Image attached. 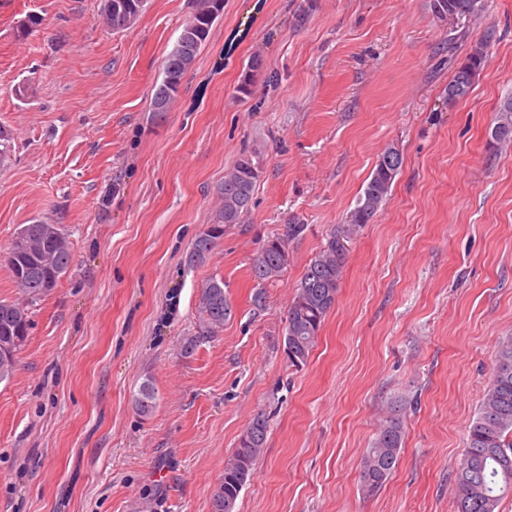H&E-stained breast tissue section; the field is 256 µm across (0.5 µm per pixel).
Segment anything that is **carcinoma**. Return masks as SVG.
Segmentation results:
<instances>
[{
	"instance_id": "obj_1",
	"label": "carcinoma",
	"mask_w": 512,
	"mask_h": 512,
	"mask_svg": "<svg viewBox=\"0 0 512 512\" xmlns=\"http://www.w3.org/2000/svg\"><path fill=\"white\" fill-rule=\"evenodd\" d=\"M134 8L115 11L110 0H103L100 15L114 30L134 25L144 10L146 0H128ZM431 12L442 22L471 17L483 8V0H429ZM219 0H195L193 13L184 25L178 41L183 50H172L163 63V77L154 86L152 102L165 101L164 111L179 95L185 76L195 64L208 41L216 19L222 14ZM483 46H477L455 69L448 91L462 99L472 89L474 80L484 67ZM496 142L512 141V97L500 102L496 109ZM402 166L399 150L393 161L380 154L356 207L350 213L347 229L333 231L307 264L295 286L284 333V354L288 362L305 364L314 347L326 315L336 303L347 257V239L373 221L385 205L393 182ZM260 162L244 153L224 175L218 190L221 204L212 223L200 231L185 254L189 268L208 262L216 242L224 237L225 227L240 224L248 213L257 182ZM305 225L292 223L284 233L267 239L250 267L251 276L259 284L280 278L289 262L288 241L302 235ZM72 264L67 235L58 224L38 221L20 227L7 253V265L24 300H0V382L10 379L15 371V357L30 330L28 308L48 295ZM199 318L194 331L185 337L181 353L188 358L224 327L232 315V307L224 291V279L212 277L200 287ZM142 417L150 416L157 405V392L151 380H144L133 398ZM404 439L400 415L390 412L362 460V482L366 491L381 488L397 465ZM268 441V420L259 414L246 426L238 444L224 465V476L210 501V512H235L237 500L256 462L263 456ZM456 512H498L502 497L512 493V336L503 339L496 351L495 367L485 389L477 417L469 427L463 459L454 476Z\"/></svg>"
}]
</instances>
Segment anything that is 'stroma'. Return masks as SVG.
<instances>
[{"label": "stroma", "instance_id": "35a3bbf8", "mask_svg": "<svg viewBox=\"0 0 512 512\" xmlns=\"http://www.w3.org/2000/svg\"><path fill=\"white\" fill-rule=\"evenodd\" d=\"M100 7L0 0V300L20 296L4 257L21 225H61L73 255L0 383V512H210L259 414L267 448L236 512H455L467 430L512 336V143L491 142L512 95V0L447 24L428 0H224L160 119L153 87L191 0H148L125 30ZM480 43L484 69L448 101ZM389 146L403 159L390 196L348 241L336 304L291 366L294 287ZM244 153L261 166L250 212L184 266ZM294 220L287 269L257 285L258 249ZM212 276L234 313L182 357ZM147 379L158 402L142 417ZM392 409L400 457L369 493L362 457ZM485 60L483 44L472 49L466 59L455 69L452 80L448 84V100L456 101L470 93L476 76L484 67ZM450 92H453L456 97H451ZM157 399V392L152 381L144 380L133 398L137 413L142 417L150 416L156 408Z\"/></svg>", "mask_w": 512, "mask_h": 512}]
</instances>
